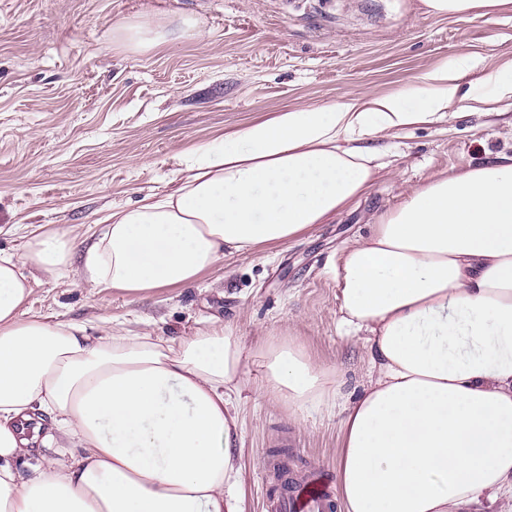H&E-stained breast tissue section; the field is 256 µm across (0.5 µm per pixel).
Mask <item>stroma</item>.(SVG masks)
Masks as SVG:
<instances>
[{
  "label": "stroma",
  "mask_w": 512,
  "mask_h": 512,
  "mask_svg": "<svg viewBox=\"0 0 512 512\" xmlns=\"http://www.w3.org/2000/svg\"><path fill=\"white\" fill-rule=\"evenodd\" d=\"M199 33L150 52L123 24ZM457 71L448 118L373 141L381 167L336 220L278 249L228 255L194 284L127 296L80 280L35 283L32 313L178 340L231 324L250 387L235 451L242 512H267L274 469L335 483L339 412L290 415L261 384L260 355L295 342L341 370L344 399L368 380L369 356L340 336L338 269L402 192L440 172L512 152V99L489 76L512 69V11L436 16L420 0H0V250L22 254L17 224L98 231L114 207L172 190L182 153L229 129L293 108L404 93L425 74Z\"/></svg>",
  "instance_id": "1"
}]
</instances>
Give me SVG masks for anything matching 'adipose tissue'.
<instances>
[{
    "label": "adipose tissue",
    "mask_w": 512,
    "mask_h": 512,
    "mask_svg": "<svg viewBox=\"0 0 512 512\" xmlns=\"http://www.w3.org/2000/svg\"><path fill=\"white\" fill-rule=\"evenodd\" d=\"M456 94L430 73L406 94L225 132L190 149L171 192L104 215L81 251L70 227H22V257L0 252V512H237L247 378L231 326L176 343L92 336L29 314L35 274L143 295L300 239L369 191L370 138L445 119ZM341 271L339 325L371 366L361 395L343 403L340 377L294 345L266 354L263 387L292 412L339 408L343 512L512 502V153L408 188Z\"/></svg>",
    "instance_id": "obj_1"
}]
</instances>
